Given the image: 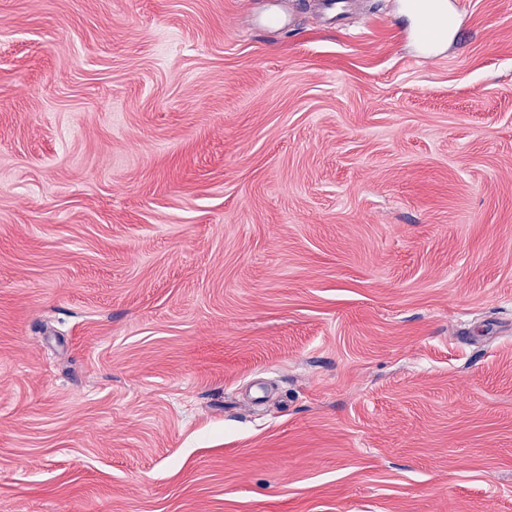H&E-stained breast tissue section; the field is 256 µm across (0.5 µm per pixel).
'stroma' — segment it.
<instances>
[{
    "mask_svg": "<svg viewBox=\"0 0 512 512\" xmlns=\"http://www.w3.org/2000/svg\"><path fill=\"white\" fill-rule=\"evenodd\" d=\"M0 0V512H512V0Z\"/></svg>",
    "mask_w": 512,
    "mask_h": 512,
    "instance_id": "1",
    "label": "stroma"
}]
</instances>
